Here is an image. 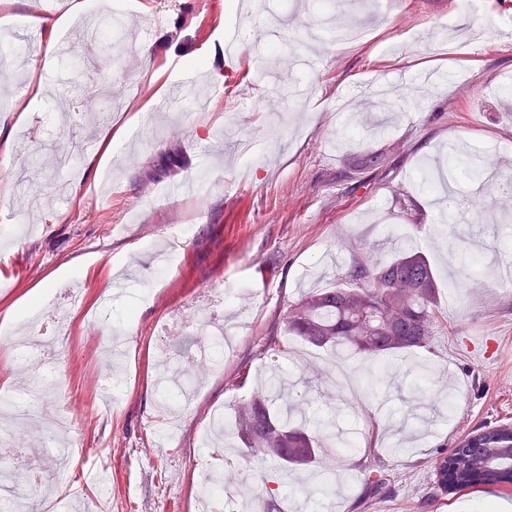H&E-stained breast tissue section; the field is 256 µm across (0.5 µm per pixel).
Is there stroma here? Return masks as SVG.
<instances>
[{
  "mask_svg": "<svg viewBox=\"0 0 512 512\" xmlns=\"http://www.w3.org/2000/svg\"><path fill=\"white\" fill-rule=\"evenodd\" d=\"M60 33L62 52L45 58L46 31L20 26L18 71L0 81V337L33 330L35 305L53 309L72 288L75 331H118L122 355L104 373L55 344V380L29 387L24 360L0 361V396L33 404L41 421L76 402L67 440L84 449L70 467L42 447L41 481L26 486L16 512H194L195 464L211 409L233 414L280 357L291 380L305 378L308 412L336 421L354 451L282 481L271 469L245 471L223 451L226 491L217 512H263L275 497L287 512H493L500 496L443 492L439 453L485 424L512 425V283L498 259L512 241V0H100ZM140 30L112 55L114 15ZM352 23L368 41L342 44ZM423 72L436 83L419 84ZM391 82L392 101L358 99L336 109L341 88ZM190 100L174 120L157 107L173 85ZM29 112H14V101ZM113 138L111 152L103 142ZM256 144L251 157L242 140ZM384 156L382 166L365 164ZM497 171L494 183L459 178L468 204L455 221L421 188L425 161L464 169L472 157ZM196 182L195 194L172 195ZM32 211L13 218L16 200ZM433 267L438 319L431 347L384 362L316 348L287 331L288 306L313 281L345 287L351 242L377 260L398 240ZM175 249L158 271L160 249ZM477 261L461 272L460 256ZM125 291L99 306L110 283ZM218 288L224 328L235 344L201 375L175 435L154 431L164 413L155 377L162 360L194 357L203 336L174 341L164 328ZM118 382L115 398L89 395ZM394 426L374 433L362 401ZM385 478L371 495L369 479Z\"/></svg>",
  "mask_w": 512,
  "mask_h": 512,
  "instance_id": "1",
  "label": "stroma"
}]
</instances>
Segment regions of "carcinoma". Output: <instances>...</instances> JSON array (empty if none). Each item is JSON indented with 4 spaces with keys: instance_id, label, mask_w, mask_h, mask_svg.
Returning a JSON list of instances; mask_svg holds the SVG:
<instances>
[{
    "instance_id": "1",
    "label": "carcinoma",
    "mask_w": 512,
    "mask_h": 512,
    "mask_svg": "<svg viewBox=\"0 0 512 512\" xmlns=\"http://www.w3.org/2000/svg\"><path fill=\"white\" fill-rule=\"evenodd\" d=\"M350 287L312 290L288 307V332L318 348L343 347L356 353L391 357L407 349L428 348L435 336L437 284L428 259L400 251L391 260H359L349 272ZM299 392L282 399L276 374L234 408L230 435L240 452L272 462L283 472L320 463L329 432L309 426ZM468 452L456 460V490L503 492L512 478V426L484 425L460 438Z\"/></svg>"
}]
</instances>
